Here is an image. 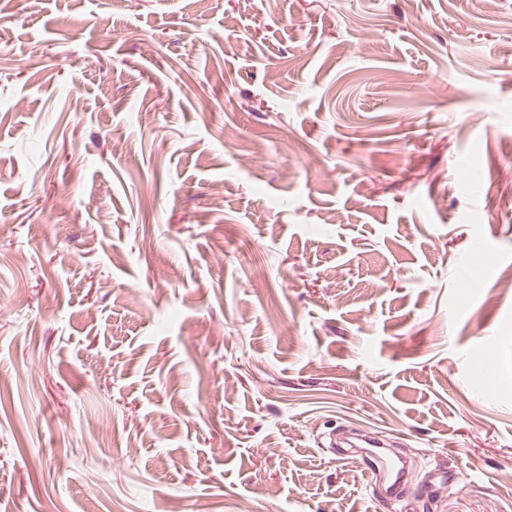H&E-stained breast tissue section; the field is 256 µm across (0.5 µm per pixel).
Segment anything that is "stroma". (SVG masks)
<instances>
[{
  "mask_svg": "<svg viewBox=\"0 0 512 512\" xmlns=\"http://www.w3.org/2000/svg\"><path fill=\"white\" fill-rule=\"evenodd\" d=\"M509 264L512 0H0V512H512Z\"/></svg>",
  "mask_w": 512,
  "mask_h": 512,
  "instance_id": "1",
  "label": "stroma"
}]
</instances>
